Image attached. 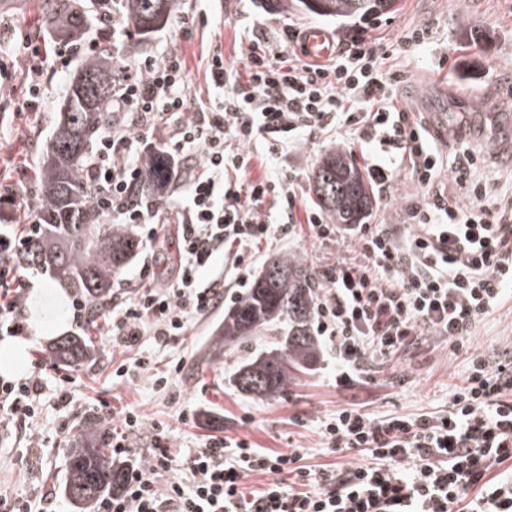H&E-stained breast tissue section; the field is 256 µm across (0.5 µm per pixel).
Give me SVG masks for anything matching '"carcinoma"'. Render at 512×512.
I'll use <instances>...</instances> for the list:
<instances>
[{"mask_svg": "<svg viewBox=\"0 0 512 512\" xmlns=\"http://www.w3.org/2000/svg\"><path fill=\"white\" fill-rule=\"evenodd\" d=\"M316 10L297 0L301 10L330 20L368 18L393 9L395 0H318ZM176 0H120L123 15L138 39L162 30ZM45 14L63 39L80 38L91 31L81 0H44ZM120 80L112 53L101 50L84 59L69 78L57 107V121L38 173L44 236L29 242L18 262L46 267L90 301L112 296V285L122 269L139 254L140 240L118 224L99 223L98 197L80 177L89 157V145L111 121L112 88ZM173 159L163 150L150 152L132 196L161 191L172 177ZM316 202L336 224H360L373 208L374 193L357 165L344 153H327L313 172ZM281 273L272 280L260 275L242 300L224 311L218 336L224 354L236 360L231 384L259 400L273 399L288 388L296 371L312 369L320 344L311 333L314 315V274L301 257L276 256ZM284 330L265 346L239 356L242 345L268 332ZM54 353L77 364L88 358L87 341L66 336L55 343ZM126 464L112 459L89 437L70 449L64 495L87 510L102 495L118 490Z\"/></svg>", "mask_w": 512, "mask_h": 512, "instance_id": "carcinoma-1", "label": "carcinoma"}]
</instances>
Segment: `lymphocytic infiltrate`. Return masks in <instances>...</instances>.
I'll use <instances>...</instances> for the list:
<instances>
[{
  "mask_svg": "<svg viewBox=\"0 0 512 512\" xmlns=\"http://www.w3.org/2000/svg\"><path fill=\"white\" fill-rule=\"evenodd\" d=\"M300 35L288 28L279 44L251 41L242 79L223 53L213 52L215 95L194 111L182 55L128 67L112 91V109L130 120L101 136L81 176L103 195V220L142 225L154 240L159 204L133 199L131 190L155 118H173V153L197 162L178 170L184 194L169 204L178 216V264L167 281L141 285L111 305L78 300L77 319L104 320L113 345L141 347L113 378L151 374L154 355L143 349L144 337L164 347L195 319L238 302L251 286L253 245L295 235L294 185L251 179L254 147L272 158L333 132L369 145L366 170L376 186L388 187L405 169L420 189L398 224H327L318 212L306 213L308 237L342 249L319 271L312 324L336 363L337 384L358 378L367 359H391L421 336L467 352L466 382L438 415L337 409L321 421L324 447L339 454L357 448L367 459L319 469L304 464L300 444L282 452L216 435L182 458L161 424L125 409L112 456L136 455L140 462L96 512H512V359L472 346L512 287V194L473 178L481 156L467 142L441 150L423 122L398 108L397 90L408 77L383 74L386 44L361 29L340 40L328 62L285 57ZM444 172L465 199L441 190ZM41 229L40 208L31 202L22 233L0 232V331L13 336L23 331L18 307L26 284L9 287V259ZM219 263L224 273L217 276ZM42 389L36 373L22 382L0 380V420L25 426ZM255 473L266 475V485L245 494L244 480Z\"/></svg>",
  "mask_w": 512,
  "mask_h": 512,
  "instance_id": "lymphocytic-infiltrate-1",
  "label": "lymphocytic infiltrate"
}]
</instances>
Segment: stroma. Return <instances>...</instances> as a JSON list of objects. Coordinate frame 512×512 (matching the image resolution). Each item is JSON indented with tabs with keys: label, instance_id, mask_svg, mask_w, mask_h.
I'll return each instance as SVG.
<instances>
[{
	"label": "stroma",
	"instance_id": "obj_1",
	"mask_svg": "<svg viewBox=\"0 0 512 512\" xmlns=\"http://www.w3.org/2000/svg\"><path fill=\"white\" fill-rule=\"evenodd\" d=\"M41 3L0 0V70L8 74L0 83V185L15 182L21 171L37 164L56 121L55 108L75 68L74 63L51 58L42 72V104L30 112L22 110L29 74L9 45L16 31H48ZM187 15L194 23L184 32L179 21ZM317 21V16L298 10L294 0H180L166 27L151 38L137 42L127 35L107 44L94 35L83 41L82 51L93 54L110 48L121 65L179 52L187 63L190 106L195 109L209 98L207 67L213 49H221L240 71L246 61L248 32L273 36L288 25L305 27ZM371 21L377 26L376 36L396 46L384 70L398 68L409 76L398 90L399 106L419 112L416 89H443L455 111L475 115L474 126L482 130L487 142L500 138L490 117L512 110V102L504 98L512 85V0H397L392 12L372 16ZM421 25L427 29L423 43L399 44L404 29ZM332 149L343 150L357 166L365 164L359 145L323 134L278 161L254 157L250 176L297 177L296 216L301 219L316 206L312 170ZM418 191L415 183L397 177L389 189L376 194L368 223L399 222L402 206ZM255 252L261 264L272 256L288 254L304 257L314 269L337 256L335 245L313 243L301 235L261 241ZM223 319L220 310L201 318L159 350L154 349L152 339H145L144 348L155 351L157 372L177 363L183 366L167 389L146 377L129 383L113 379V368L132 362L135 354L113 349L104 329L79 326L72 318L64 331L30 338L26 367L43 370L42 411L22 429L0 425V492L32 497L48 492L55 495L58 512H76L61 493L69 449L88 435L106 439L121 431L122 411L130 406L165 424L170 447L182 457L201 439L215 434L247 438L259 447L282 451L302 444L309 450L306 462L312 466L355 461L359 458L356 450L335 455L321 448L317 428L324 417L349 403L373 415L439 413L447 410L449 393L467 374L464 353H451L441 339L423 336L389 362L368 361L364 375L350 387L337 386L334 361L324 354L283 394L259 401L230 384L232 364L225 359L216 333ZM63 334L93 337L94 355L76 367L60 362L52 349ZM473 343L486 354L512 356V299L480 325ZM64 375L73 378L69 386L73 401L65 408L56 402ZM185 411L191 413V420H182Z\"/></svg>",
	"mask_w": 512,
	"mask_h": 512
}]
</instances>
